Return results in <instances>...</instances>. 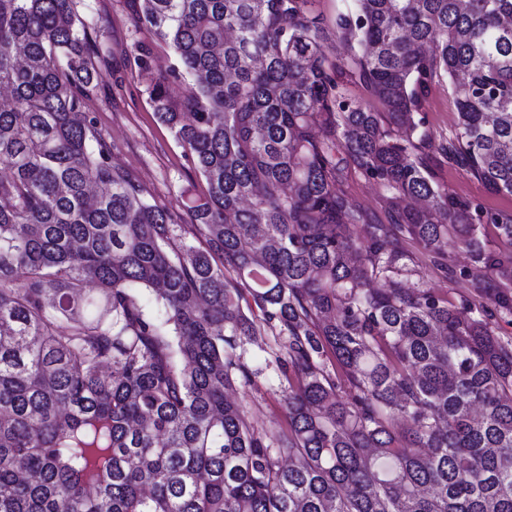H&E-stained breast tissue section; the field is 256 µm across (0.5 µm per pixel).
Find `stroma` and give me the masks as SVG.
Here are the masks:
<instances>
[{
  "label": "stroma",
  "instance_id": "1",
  "mask_svg": "<svg viewBox=\"0 0 512 512\" xmlns=\"http://www.w3.org/2000/svg\"><path fill=\"white\" fill-rule=\"evenodd\" d=\"M77 12L89 26V48L97 65L85 110L109 146L113 164L128 171L145 197L166 208L174 223H188L183 202L186 197L204 195L207 184L189 153L157 120L139 67L145 59L153 71L166 70L173 62L171 48L136 21L132 0H77ZM421 116L433 143L453 132L457 114L447 83L434 85ZM433 168L437 180L458 196L475 200L492 213L512 212V195L489 193L468 172L448 163L437 160ZM400 247L416 270L406 280V287L432 289L457 305L478 308L487 304V297L472 288L465 276L472 267L468 253L453 251L452 268L447 271L416 241L404 239ZM281 342V337L267 333L246 344L243 361L251 372L250 379L236 383L227 392L228 398L250 416L255 428L275 435L288 431L282 399L296 383L294 376L283 374L276 360Z\"/></svg>",
  "mask_w": 512,
  "mask_h": 512
}]
</instances>
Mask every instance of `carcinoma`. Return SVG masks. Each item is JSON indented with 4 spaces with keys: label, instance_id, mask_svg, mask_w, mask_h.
Listing matches in <instances>:
<instances>
[{
    "label": "carcinoma",
    "instance_id": "obj_1",
    "mask_svg": "<svg viewBox=\"0 0 512 512\" xmlns=\"http://www.w3.org/2000/svg\"><path fill=\"white\" fill-rule=\"evenodd\" d=\"M137 17L178 62L144 71L207 182L183 202L204 247H172L169 211L95 133L74 0H0V512H512V344L405 287L398 246L465 250L512 314V213L436 181L415 119L447 81L440 152L512 195V0H353L334 60L312 0H138ZM352 172L388 222L350 199ZM485 224L509 248L485 249ZM267 330L297 379L286 435L226 397Z\"/></svg>",
    "mask_w": 512,
    "mask_h": 512
}]
</instances>
